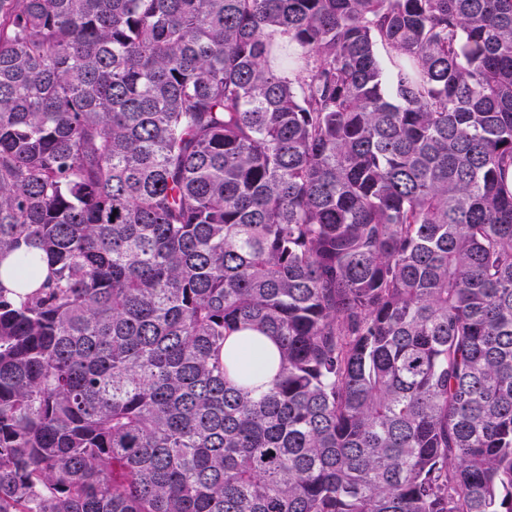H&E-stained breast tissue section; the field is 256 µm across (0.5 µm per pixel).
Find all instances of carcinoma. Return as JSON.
Returning a JSON list of instances; mask_svg holds the SVG:
<instances>
[{
    "label": "carcinoma",
    "mask_w": 512,
    "mask_h": 512,
    "mask_svg": "<svg viewBox=\"0 0 512 512\" xmlns=\"http://www.w3.org/2000/svg\"><path fill=\"white\" fill-rule=\"evenodd\" d=\"M23 247L0 512H512V0H0ZM274 349L273 342L267 338L257 339L254 344L248 346L246 350L249 355V372L262 379L273 357Z\"/></svg>",
    "instance_id": "cac0c4a2"
}]
</instances>
